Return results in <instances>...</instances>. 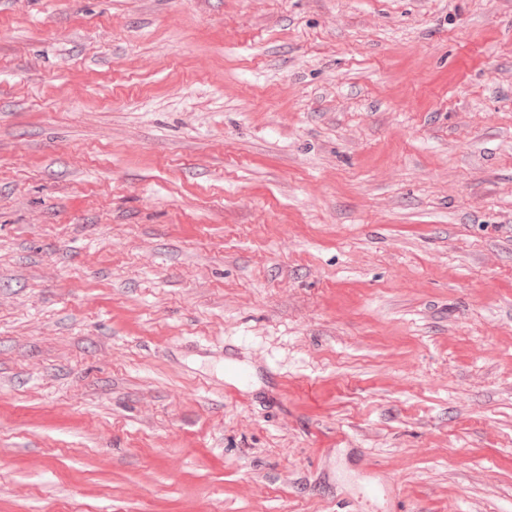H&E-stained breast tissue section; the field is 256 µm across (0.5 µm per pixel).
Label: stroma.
<instances>
[{
	"mask_svg": "<svg viewBox=\"0 0 512 512\" xmlns=\"http://www.w3.org/2000/svg\"><path fill=\"white\" fill-rule=\"evenodd\" d=\"M512 512V0H0V512Z\"/></svg>",
	"mask_w": 512,
	"mask_h": 512,
	"instance_id": "stroma-1",
	"label": "stroma"
}]
</instances>
